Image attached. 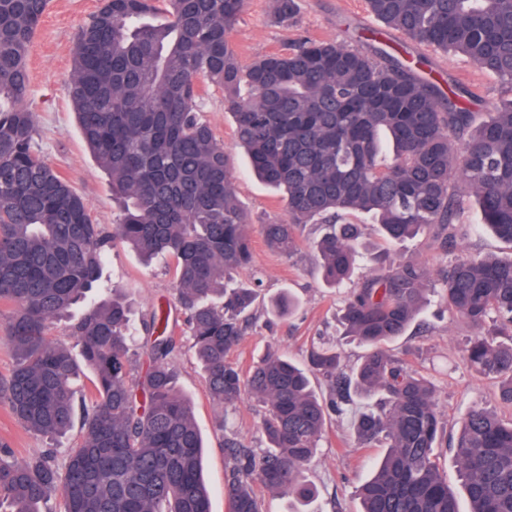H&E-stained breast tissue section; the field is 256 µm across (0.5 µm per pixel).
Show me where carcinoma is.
Segmentation results:
<instances>
[{
	"instance_id": "1",
	"label": "carcinoma",
	"mask_w": 512,
	"mask_h": 512,
	"mask_svg": "<svg viewBox=\"0 0 512 512\" xmlns=\"http://www.w3.org/2000/svg\"><path fill=\"white\" fill-rule=\"evenodd\" d=\"M48 3L0 0V304L10 309L0 345L14 360L0 402L47 437L77 422L80 440L62 469L51 448L19 461L1 441L0 507L41 512L59 498L62 512H210L201 435L176 386L174 308L211 400L229 407L246 394L261 415V451L225 435L228 512H265L258 485L310 502L316 488L305 469L355 395L359 445L385 449L357 489L356 512H461L438 463L447 422L437 387L387 345L439 293L449 313L478 329L463 360L501 379L499 404L512 410V256L457 250L456 224L472 195L482 227L512 248V99L478 120L467 91L421 74L406 44L361 50L301 38L244 66L229 39L244 0H102L74 35L68 88L120 210L108 229L41 155L26 104L30 46ZM365 5L381 26L372 37L397 31L512 87V0ZM274 14L293 25L296 0H274ZM200 78L224 91L237 145L284 202V216L260 227L270 250L289 257L307 225L325 226L312 243L322 282L347 283L363 231L339 220L360 212L390 242L423 236L430 248L458 251L435 271L413 258L369 271L346 291L341 324L366 349L356 367L325 343L311 345L303 364L275 349L247 371L230 359L260 293L226 287L251 263L250 219L204 118ZM116 242L174 262L176 305L151 311L133 349L122 292L90 302L69 326L80 365L50 325L87 298ZM268 305L286 316L299 302L281 292ZM453 452L468 512H512V413L475 405Z\"/></svg>"
}]
</instances>
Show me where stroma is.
Instances as JSON below:
<instances>
[{
  "mask_svg": "<svg viewBox=\"0 0 512 512\" xmlns=\"http://www.w3.org/2000/svg\"><path fill=\"white\" fill-rule=\"evenodd\" d=\"M99 4L100 0H50L30 48L28 103L36 116L44 159L83 195L94 223L109 227L116 223L119 214L110 180L86 147L67 93L73 67V35ZM298 4L296 24L287 28L276 21L272 0H246L239 22L230 34L242 63L283 51L300 36L359 48L363 45L359 29L376 26L364 0H298ZM418 52L428 58L436 71L476 93L474 111L489 112L507 98L500 80L468 59L423 46ZM199 88L206 101L205 117L224 145L237 198L251 217L248 231L253 241V258L239 279L257 288L261 296L288 291L300 301L298 312L290 318H280L266 308H259L256 324L232 353V360L249 368L269 345L298 360L311 342L325 340L340 348L345 364H357L364 350L343 339L336 320L344 288L322 284L309 243H302L298 252L289 257L267 248L260 227L283 215V202L275 191L251 175L246 155L235 144L233 118L224 110L223 91L205 82ZM345 220L364 228L362 270L387 266L402 256L419 258L433 269L445 261L443 255L425 249L417 239L400 244L383 241L368 215L349 214ZM463 222L467 226L463 244L468 252L500 256L512 253L511 247L481 227L475 202L467 203ZM174 282L171 264L159 261L143 266L132 251L118 244L108 251L101 278L91 295L99 298L111 289H121L131 304V331L141 339L145 336L143 318L153 307L173 301ZM471 333V327L452 317L435 297L418 324L391 344L395 352L407 354L435 383L447 431L452 435L473 405H497V381L476 375L461 360L463 342ZM175 365L178 389L191 400L204 440L203 472L210 490V510L227 512L222 433L235 431L247 445L263 448L265 440L259 429L257 408L247 397L230 408L213 404L206 392L204 375L190 351L181 350ZM79 437L76 429L54 439L30 432L18 423L8 406L0 403V441L10 445L16 459L23 460L49 448L55 450L58 459H65ZM377 454V449L359 447L350 416H341L328 424L320 451L305 471L306 478L317 489L306 512H356L355 488L369 475Z\"/></svg>",
  "mask_w": 512,
  "mask_h": 512,
  "instance_id": "35a3bbf8",
  "label": "stroma"
}]
</instances>
